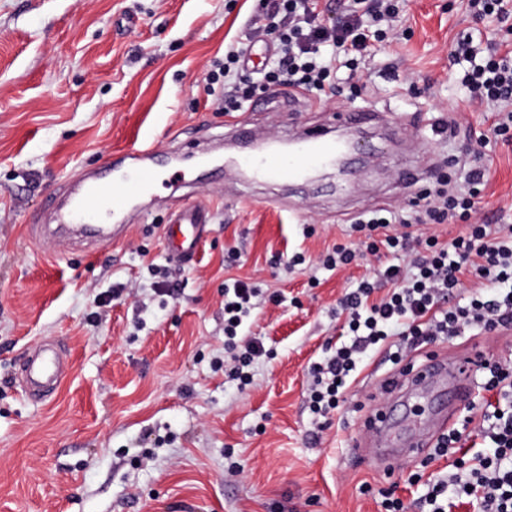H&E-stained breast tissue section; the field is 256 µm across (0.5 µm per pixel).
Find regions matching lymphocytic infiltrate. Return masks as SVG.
I'll use <instances>...</instances> for the list:
<instances>
[{
    "mask_svg": "<svg viewBox=\"0 0 512 512\" xmlns=\"http://www.w3.org/2000/svg\"><path fill=\"white\" fill-rule=\"evenodd\" d=\"M319 0H267L262 26L271 35L274 51L264 69L243 80L244 49L224 47L218 75L224 85V109L244 110L246 101L274 87L325 96L334 90L340 69L357 71L360 60L384 42L386 22L396 17L395 0H352L331 27L319 23ZM453 63H466L461 82L496 114L492 133L512 137V54L477 61L470 40L459 41ZM486 170L470 167L462 188H434L424 192L423 224H464L465 230L443 241L409 232L402 214L372 213L354 228L365 235L351 245L336 244L319 258L328 270L346 267L370 255L386 252L387 263L372 277L348 289L341 306L348 313L350 339L311 368L310 410L329 417L338 409L360 358L378 344L398 338L394 360L406 351L440 338H453L462 328L494 331L512 325V225L489 224L477 208L486 185ZM475 275L480 287L466 302L449 304L462 287L464 274ZM264 294L241 279L224 286V348L234 354L231 379L250 385L251 366L266 354L262 344L237 337L257 299ZM493 400L480 406L475 427L481 448L452 462L448 478L427 481L422 500L430 512H452L457 501L469 499L479 512H512V368L493 365L482 386Z\"/></svg>",
    "mask_w": 512,
    "mask_h": 512,
    "instance_id": "f902f5d3",
    "label": "lymphocytic infiltrate"
}]
</instances>
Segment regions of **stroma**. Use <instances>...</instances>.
<instances>
[{
	"label": "stroma",
	"mask_w": 512,
	"mask_h": 512,
	"mask_svg": "<svg viewBox=\"0 0 512 512\" xmlns=\"http://www.w3.org/2000/svg\"><path fill=\"white\" fill-rule=\"evenodd\" d=\"M389 42L328 100L261 102L225 114L209 77L224 42L245 37L259 0H0V512H384V495L421 512L422 471L443 476L448 457L393 464L364 447V422L386 397L395 366L385 349L363 357L344 403L320 432L307 408L309 367L334 350L346 314L340 300L377 265L346 270L315 261L357 241L371 210L407 207L416 187L400 163L425 140L440 162L487 170L480 208L512 225V142L485 147L491 124L479 100L449 82L448 52L469 35L480 55L512 44V25L477 17L467 0H399ZM364 107L387 116L361 177L335 168L304 184L251 181L226 166L234 125L285 142ZM152 143L165 163L156 187L120 215L128 231L103 245L33 234L48 201L80 176L127 173L120 149ZM184 202L212 220L195 259L174 262L164 226ZM237 260L225 265L228 250ZM306 264L287 268L294 252ZM166 270L176 297L154 292L149 264ZM250 278L279 292L242 326L268 358L238 388L220 369L224 281ZM64 349L68 367L43 401L27 398L22 370L37 346ZM432 351L474 353L512 364V327L465 329Z\"/></svg>",
	"instance_id": "35a3bbf8"
}]
</instances>
